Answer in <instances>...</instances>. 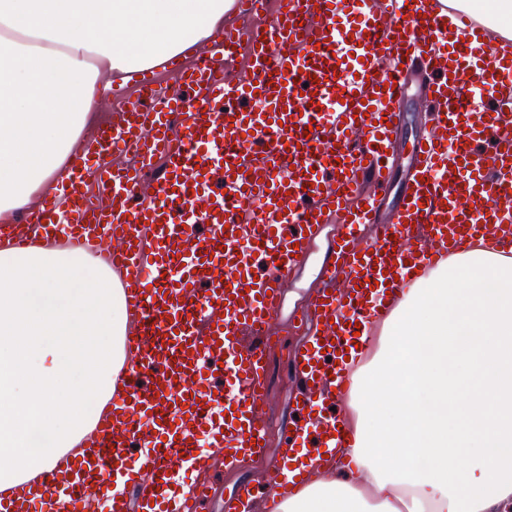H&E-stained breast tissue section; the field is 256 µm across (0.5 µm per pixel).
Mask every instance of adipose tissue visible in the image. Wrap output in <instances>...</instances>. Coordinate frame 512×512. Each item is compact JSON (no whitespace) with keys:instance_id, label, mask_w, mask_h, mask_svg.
Here are the masks:
<instances>
[{"instance_id":"obj_1","label":"adipose tissue","mask_w":512,"mask_h":512,"mask_svg":"<svg viewBox=\"0 0 512 512\" xmlns=\"http://www.w3.org/2000/svg\"><path fill=\"white\" fill-rule=\"evenodd\" d=\"M230 5L0 0V215L65 172L113 76L206 39ZM129 327L99 259L0 246L1 492L84 454ZM348 408L352 446L271 496L274 512H512V256L482 242L402 288Z\"/></svg>"}]
</instances>
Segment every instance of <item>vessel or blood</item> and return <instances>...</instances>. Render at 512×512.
Listing matches in <instances>:
<instances>
[{"mask_svg": "<svg viewBox=\"0 0 512 512\" xmlns=\"http://www.w3.org/2000/svg\"><path fill=\"white\" fill-rule=\"evenodd\" d=\"M428 73L431 130L395 183L406 76ZM120 122L100 127L23 224L19 248L60 239L121 277L135 324L123 394L70 475L44 473L0 512H200L201 442L230 464L263 455L269 328L289 272L338 224L323 288L297 316L298 422L271 491L303 481L300 455L349 447L340 405L389 294L470 238L512 252V46L441 0H233L200 45L112 82ZM396 189L393 220L380 196Z\"/></svg>", "mask_w": 512, "mask_h": 512, "instance_id": "vessel-or-blood-1", "label": "vessel or blood"}]
</instances>
